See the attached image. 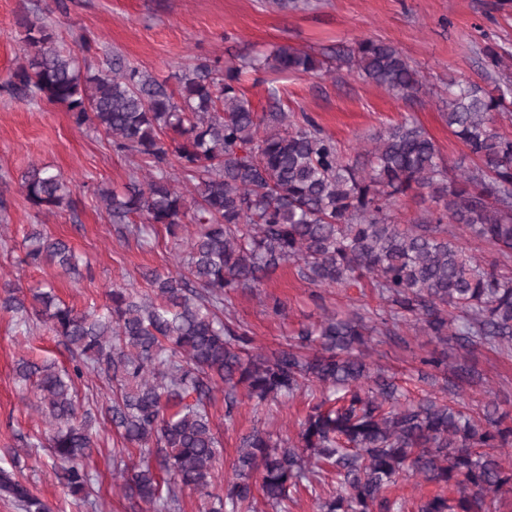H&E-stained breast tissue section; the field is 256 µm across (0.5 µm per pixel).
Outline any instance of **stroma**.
Returning a JSON list of instances; mask_svg holds the SVG:
<instances>
[{
  "label": "stroma",
  "mask_w": 512,
  "mask_h": 512,
  "mask_svg": "<svg viewBox=\"0 0 512 512\" xmlns=\"http://www.w3.org/2000/svg\"><path fill=\"white\" fill-rule=\"evenodd\" d=\"M302 2L301 9L281 11L271 0H66L62 11L56 0H0V83L24 54L17 22L25 16L40 18L74 53L92 41V52L85 54L92 67L117 58L171 87L176 74L202 61L238 65L282 45L333 54L364 39H379L398 47L420 71L423 84L417 99L396 98L337 62L331 73L315 76L252 72L244 92L260 112L277 104L288 112L311 114L351 158L370 137L412 119L426 129L446 160L465 163V147L441 117L448 83L472 81L496 95L507 91L500 74L486 65L483 48L493 44L504 57L512 56V0ZM135 163V157L113 151L103 132L76 128L64 107L0 91V289L11 285L25 290L49 282L59 299L80 310L103 304L116 284L149 293L146 274L174 268L181 245L163 232L146 246L123 238L96 197L97 189L122 188ZM33 165L63 173L73 201L70 208L48 219L34 218L21 190V176ZM34 224L88 260L82 278L72 279L54 265L34 269L23 264L24 239ZM273 297L284 303L283 314L271 311ZM355 309L381 312L376 290L310 288L290 264L270 277L263 295L238 293L227 304L228 313L246 323L256 345L267 350L277 348L300 325L318 321L324 311L343 316ZM401 334L400 344L374 337L373 360L410 399L437 396L436 388L418 378L427 336L407 325ZM23 357L60 367L69 364L68 352L41 323L0 312V466L13 467L54 512H93L68 495L46 448L39 445L49 425L29 408L30 387L16 375ZM470 359L482 371L483 382L462 385L461 398L474 406L497 401L512 413V347L478 345ZM307 403L303 395L260 408L244 400L230 420L224 417L223 403H216L213 422L224 443L217 464L221 479L232 478L240 439L253 429L296 438ZM113 439L111 429L101 430L89 469L99 481L104 512H133L129 501L112 493Z\"/></svg>",
  "instance_id": "obj_1"
}]
</instances>
